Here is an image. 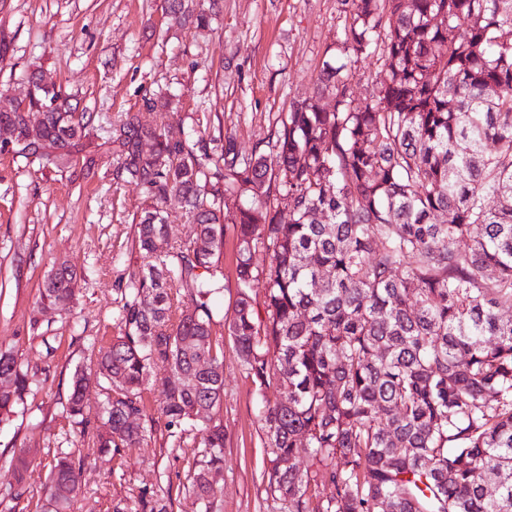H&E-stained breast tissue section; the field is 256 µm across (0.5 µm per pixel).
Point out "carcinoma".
<instances>
[{
    "mask_svg": "<svg viewBox=\"0 0 512 512\" xmlns=\"http://www.w3.org/2000/svg\"><path fill=\"white\" fill-rule=\"evenodd\" d=\"M343 62H325L314 95L276 120L266 149L242 155L224 134L210 153L195 128L129 112L104 144L117 176L155 205L132 225L127 281L113 289L114 334L74 372L63 412L100 451L161 435L189 448L182 491L216 512L224 487V336L259 395L268 487L288 512H512V0H344ZM175 20L208 24L195 0ZM375 56L371 99L352 98L353 65ZM43 113L30 164L98 165L93 114L28 75ZM30 134L0 99V128ZM153 141L144 153L139 144ZM190 235L172 242L163 205ZM236 239L234 285L224 236ZM268 262L259 267L254 254ZM264 282L257 300L256 282ZM77 273L60 266L39 303L70 308ZM234 289L232 314L217 307ZM221 324L218 334L214 326ZM171 374L158 407L145 393ZM100 389L97 408L85 399ZM0 422L24 403L28 372L0 351ZM205 425L197 439L193 430ZM305 450L334 494L310 506ZM36 461L13 452L16 488ZM43 512H70L83 458L48 463ZM496 474L489 493L484 476ZM144 487L134 512H171Z\"/></svg>",
    "mask_w": 512,
    "mask_h": 512,
    "instance_id": "cac0c4a2",
    "label": "carcinoma"
}]
</instances>
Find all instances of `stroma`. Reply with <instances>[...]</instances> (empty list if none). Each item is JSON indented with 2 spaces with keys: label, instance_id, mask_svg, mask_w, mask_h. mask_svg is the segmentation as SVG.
I'll list each match as a JSON object with an SVG mask.
<instances>
[{
  "label": "stroma",
  "instance_id": "35a3bbf8",
  "mask_svg": "<svg viewBox=\"0 0 512 512\" xmlns=\"http://www.w3.org/2000/svg\"><path fill=\"white\" fill-rule=\"evenodd\" d=\"M340 0H218L208 26L176 23L165 0H0V31L12 49L0 58V89L17 95L24 75L42 66L71 104L96 113L109 127L125 112L172 128L193 126L222 145L232 133L243 155L262 151L276 117L311 96L314 78L338 43ZM172 96L167 111L142 109L159 89ZM105 156L94 173L80 167L39 168L0 153V350L27 367L31 391L24 408L0 422V497L15 486L14 449L29 448L39 463L15 512H41L46 455H81L85 468L71 512L135 507L139 490L171 496L172 512H199L180 493L185 461L161 438L112 456L82 442L62 415L75 369L92 343L113 334L112 290L128 278L124 257L131 225L148 204L141 187L113 176ZM67 263L81 279L68 312H38V288L53 266ZM224 343V496L219 512H278L264 478L265 403Z\"/></svg>",
  "mask_w": 512,
  "mask_h": 512
}]
</instances>
